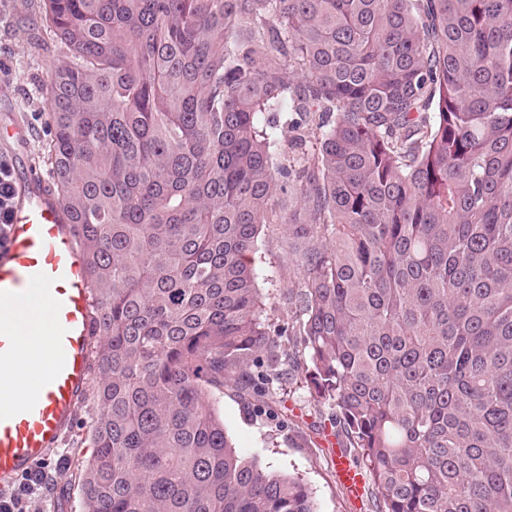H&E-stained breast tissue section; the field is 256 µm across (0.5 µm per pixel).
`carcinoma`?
<instances>
[{
    "label": "carcinoma",
    "mask_w": 512,
    "mask_h": 512,
    "mask_svg": "<svg viewBox=\"0 0 512 512\" xmlns=\"http://www.w3.org/2000/svg\"><path fill=\"white\" fill-rule=\"evenodd\" d=\"M36 8L70 53L45 151L95 315L84 512H317L210 399L285 428L293 372L376 512H512V0ZM276 112L300 116L289 154ZM271 225L274 231H266L259 243L261 259L258 265L261 268L259 287L268 297L267 313L272 321L286 318L288 311L278 300L279 293L287 288L292 277L293 266L288 261V255L282 246L283 232L279 227ZM278 228V229H277Z\"/></svg>",
    "instance_id": "cac0c4a2"
}]
</instances>
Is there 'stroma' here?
<instances>
[{
  "label": "stroma",
  "mask_w": 512,
  "mask_h": 512,
  "mask_svg": "<svg viewBox=\"0 0 512 512\" xmlns=\"http://www.w3.org/2000/svg\"><path fill=\"white\" fill-rule=\"evenodd\" d=\"M68 56L67 47L43 24L31 0H0V156L7 159L9 180L15 185H26L38 174L45 188L53 186L52 170L43 161L46 87L52 68ZM282 237V230L269 231L259 243V286L268 298L267 313L273 320L288 314L278 296L288 286L293 269ZM211 397L236 449L261 466L302 477L318 512H373L368 480H360L355 494L341 484L340 448L328 445L320 435L313 445L303 442V434L311 433L313 424L327 422L329 410L315 408L302 376H295L287 401L297 422L293 428L279 427L263 414H247L234 388L212 389ZM92 453L79 424L64 432L45 464L57 479L47 492L37 495V512H82L73 462Z\"/></svg>",
  "instance_id": "35a3bbf8"
}]
</instances>
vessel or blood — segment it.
I'll use <instances>...</instances> for the list:
<instances>
[{
    "label": "vessel or blood",
    "instance_id": "vessel-or-blood-1",
    "mask_svg": "<svg viewBox=\"0 0 512 512\" xmlns=\"http://www.w3.org/2000/svg\"><path fill=\"white\" fill-rule=\"evenodd\" d=\"M47 305L53 354L14 401L15 357L32 305ZM94 315L80 248L54 195L21 189L0 237V488L45 458L75 416L91 364Z\"/></svg>",
    "mask_w": 512,
    "mask_h": 512
}]
</instances>
